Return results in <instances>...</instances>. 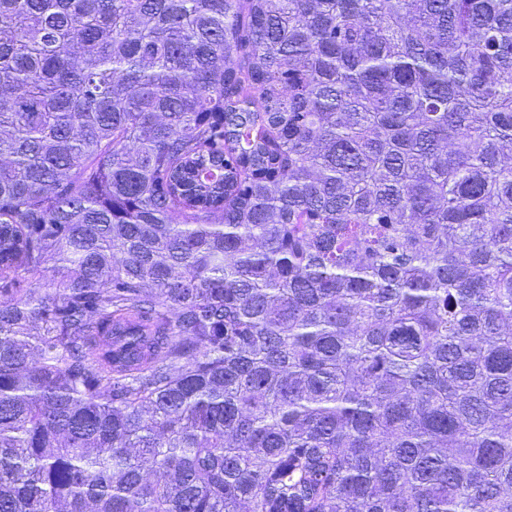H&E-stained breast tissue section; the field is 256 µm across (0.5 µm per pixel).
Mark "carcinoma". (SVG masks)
<instances>
[{"label": "carcinoma", "instance_id": "obj_1", "mask_svg": "<svg viewBox=\"0 0 512 512\" xmlns=\"http://www.w3.org/2000/svg\"><path fill=\"white\" fill-rule=\"evenodd\" d=\"M0 512H512V0H0Z\"/></svg>", "mask_w": 512, "mask_h": 512}]
</instances>
